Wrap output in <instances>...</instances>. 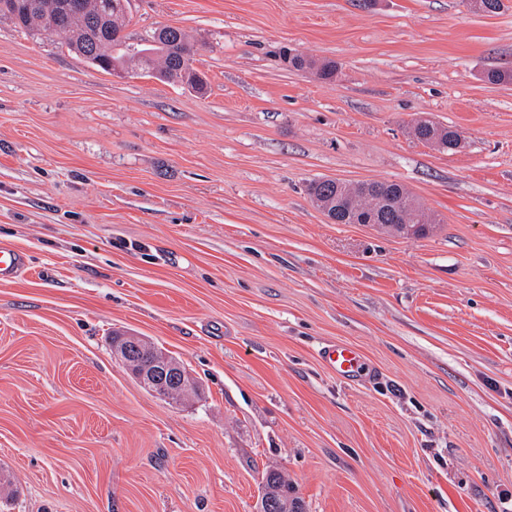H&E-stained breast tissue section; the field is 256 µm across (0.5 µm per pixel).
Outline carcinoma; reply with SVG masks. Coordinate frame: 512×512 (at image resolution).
Listing matches in <instances>:
<instances>
[{"label": "carcinoma", "mask_w": 512, "mask_h": 512, "mask_svg": "<svg viewBox=\"0 0 512 512\" xmlns=\"http://www.w3.org/2000/svg\"><path fill=\"white\" fill-rule=\"evenodd\" d=\"M68 0H0V13L20 18L18 27L28 33L50 32L60 37L68 50L77 53L99 69L115 63L157 72L172 83L191 87L205 85L193 67L194 46L179 27L157 29L148 44L134 47L123 35L126 6L122 0H79L77 13L65 11ZM288 65L295 69H316L317 76L330 81L336 74L333 61L316 64L301 53H287ZM413 137L448 151L458 147L456 129L432 120H417L411 126ZM308 194L320 209L327 210L340 224H379L389 233L424 235L437 217L426 212L402 184L374 180L347 184L334 179H313Z\"/></svg>", "instance_id": "1"}]
</instances>
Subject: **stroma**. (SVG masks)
I'll return each mask as SVG.
<instances>
[{
	"label": "stroma",
	"instance_id": "obj_1",
	"mask_svg": "<svg viewBox=\"0 0 512 512\" xmlns=\"http://www.w3.org/2000/svg\"><path fill=\"white\" fill-rule=\"evenodd\" d=\"M130 0L204 91L0 17V512H512V0ZM336 64L333 80L285 51ZM420 117L461 131L442 151ZM394 180L426 236L334 224L315 178ZM146 337L201 388L147 392ZM369 364L336 375L325 347ZM120 333H112V340L114 336H119ZM149 347L146 346L138 336H120L116 341L112 343V353L115 359L122 364L131 374L135 375L140 385L149 392L157 395H163L165 390V382L170 377L176 376L181 377L180 386L183 391L180 392V400L189 399L192 397L190 392L184 388L186 372L182 365L176 360H170L168 357L163 356L154 360L153 364L147 368L137 370L135 373L132 371L130 359L136 356H143L149 351ZM155 350V349H154ZM156 351V350H155ZM157 352V351H156ZM270 484H274L280 488H287L288 490L293 489V486L290 482H288V479L276 472H270L263 478V488L269 486ZM287 489L279 490L277 499L275 500L271 497V495L266 497V505L268 510L273 511L274 509L278 508L280 504L278 503V500L284 501L286 498L292 495V492H288Z\"/></svg>",
	"mask_w": 512,
	"mask_h": 512
}]
</instances>
